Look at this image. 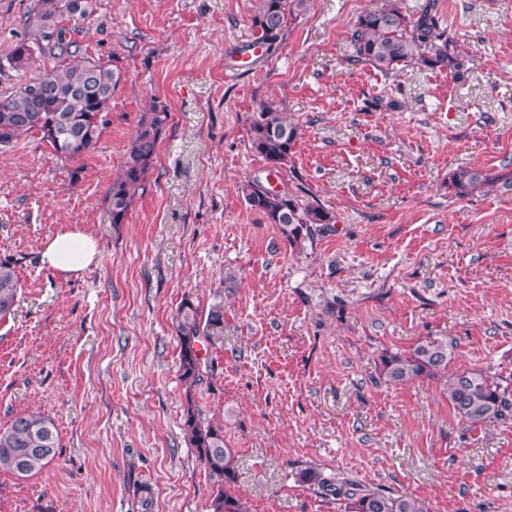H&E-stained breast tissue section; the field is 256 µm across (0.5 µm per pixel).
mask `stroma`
<instances>
[{
	"instance_id": "stroma-1",
	"label": "stroma",
	"mask_w": 512,
	"mask_h": 512,
	"mask_svg": "<svg viewBox=\"0 0 512 512\" xmlns=\"http://www.w3.org/2000/svg\"><path fill=\"white\" fill-rule=\"evenodd\" d=\"M386 2L315 0L243 69L257 0H95L68 25L121 79L93 153L68 161L36 135L0 149V256L22 283L0 325V427L38 411L60 442L42 472H0V512H208L183 431L186 298L224 304L194 399L224 428L250 512H344L296 482L309 465L433 512H512V422L468 426L443 381L392 386L378 367L443 337L452 369L512 386V196L448 188L461 166L512 171V0H439L461 72L389 77L349 62L358 16ZM33 4L0 0V97L54 65L7 63ZM263 102L299 129L279 173L251 146ZM156 103L171 118L146 190L111 224L106 192ZM253 180L334 224L292 251L248 207ZM68 231L102 256L76 277L39 261Z\"/></svg>"
}]
</instances>
